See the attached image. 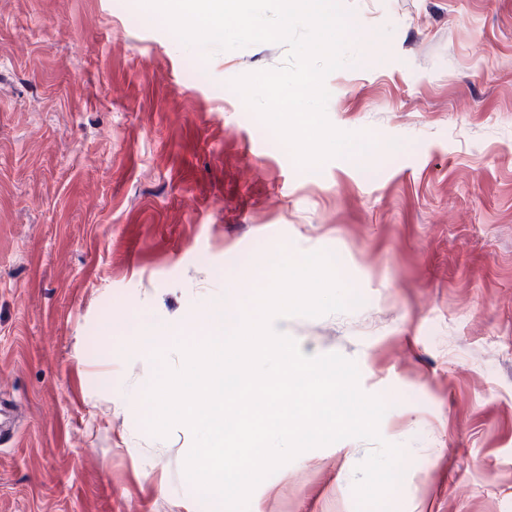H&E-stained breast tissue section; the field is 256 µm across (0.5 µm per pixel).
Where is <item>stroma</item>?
Instances as JSON below:
<instances>
[{"label":"stroma","instance_id":"obj_1","mask_svg":"<svg viewBox=\"0 0 512 512\" xmlns=\"http://www.w3.org/2000/svg\"><path fill=\"white\" fill-rule=\"evenodd\" d=\"M326 113L373 140L299 166L231 82L282 44L184 43L127 0H0V512H221L153 435L131 320L179 328L272 258L325 251L358 305L275 328L355 362L403 452L387 512H512V0H341ZM111 336H104V329ZM345 439L261 481L260 512H356Z\"/></svg>","mask_w":512,"mask_h":512}]
</instances>
